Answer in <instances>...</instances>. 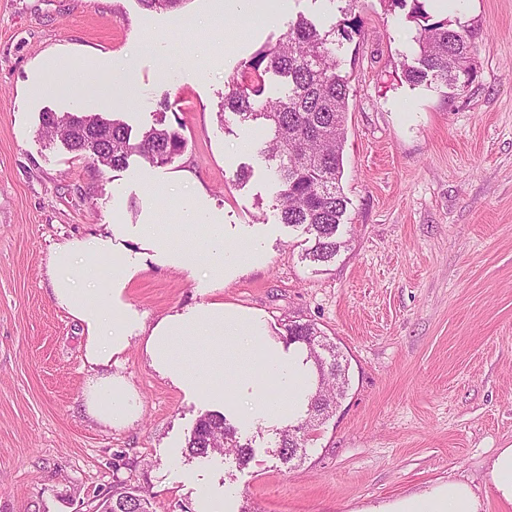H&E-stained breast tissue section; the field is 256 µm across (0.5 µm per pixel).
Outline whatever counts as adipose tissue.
<instances>
[{
    "label": "adipose tissue",
    "instance_id": "obj_1",
    "mask_svg": "<svg viewBox=\"0 0 512 512\" xmlns=\"http://www.w3.org/2000/svg\"><path fill=\"white\" fill-rule=\"evenodd\" d=\"M289 3L290 0H216L209 19L220 28L230 18L242 21L255 13L285 12ZM111 254V239L90 238L57 247L49 261L58 305L82 322L86 359L103 367L124 352L131 332L138 327L120 298V289L105 280L95 263L96 258ZM87 402L92 415L112 425L125 424L139 410L128 389L109 376L91 384ZM481 508L478 496L467 484L452 481L443 491L407 501L400 512H480Z\"/></svg>",
    "mask_w": 512,
    "mask_h": 512
}]
</instances>
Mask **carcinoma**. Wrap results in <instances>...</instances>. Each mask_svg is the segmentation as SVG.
<instances>
[{"mask_svg": "<svg viewBox=\"0 0 512 512\" xmlns=\"http://www.w3.org/2000/svg\"><path fill=\"white\" fill-rule=\"evenodd\" d=\"M146 10L174 11L186 0H139ZM353 24L322 31L308 18L299 16L289 25L287 35L274 47L258 50L244 64L240 78L225 94L219 116L231 112L242 121H260L270 127L272 138L260 153L275 163L280 186V223L302 227L310 235L311 246L305 257L314 263L335 259L345 242L338 236L347 211L348 198L340 187L343 169L345 120L349 109L348 79L339 72L336 39L351 37ZM417 51L412 63L403 65L404 78L413 85L429 79L458 91L473 82L477 46L473 31L462 25L448 28L443 21L423 26L415 37ZM272 72L288 81L286 92L257 106L266 91L265 75ZM42 128L51 138H59L67 148L103 166L125 168L133 155L160 167L180 154L186 140L165 119L131 140L129 126L100 114L44 112ZM286 343L301 344L312 363L318 385L309 397L307 418L277 432L274 454L289 463L302 458L314 422L330 417L348 388V364L336 345L327 341L313 323L284 324ZM193 457L207 458L214 453L233 454L238 465H246L252 455L249 442L241 441L236 427L224 415H201L186 441ZM106 512H149L147 499L132 491L115 490L100 504Z\"/></svg>", "mask_w": 512, "mask_h": 512, "instance_id": "carcinoma-1", "label": "carcinoma"}]
</instances>
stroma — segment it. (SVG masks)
Returning <instances> with one entry per match:
<instances>
[{
  "mask_svg": "<svg viewBox=\"0 0 512 512\" xmlns=\"http://www.w3.org/2000/svg\"><path fill=\"white\" fill-rule=\"evenodd\" d=\"M212 5L0 0V512H98L117 487L143 491L150 512H394L451 480L504 512L489 462L512 446V0L422 19L391 0H292L290 14L221 32L206 23ZM299 13L357 26L337 50L350 86L345 246L324 266L304 259L303 228L279 221L267 127L219 118L232 77ZM439 20L477 33L466 91L403 76L421 26ZM47 110L117 118L135 137L162 111L186 146L161 167L134 156L112 169L42 135ZM142 224L174 225L193 246L220 224L225 246L255 259L221 280L204 257L175 268L145 247ZM89 236L111 237L103 274L144 325L108 367L87 363L48 274L57 246ZM212 301L259 316L261 349L283 351L293 320L344 355L347 395L302 460L273 454L280 422L242 423L147 359L146 328ZM107 375L139 401L126 425L86 409ZM209 411L251 441L248 465L188 455Z\"/></svg>",
  "mask_w": 512,
  "mask_h": 512,
  "instance_id": "obj_1",
  "label": "stroma"
}]
</instances>
